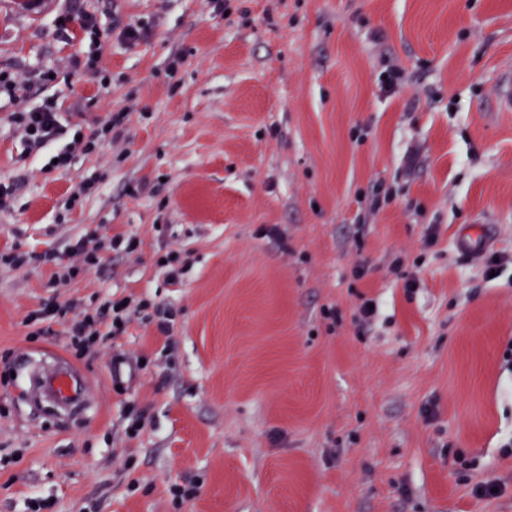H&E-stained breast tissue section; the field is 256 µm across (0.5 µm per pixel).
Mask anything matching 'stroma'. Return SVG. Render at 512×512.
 I'll return each mask as SVG.
<instances>
[{
  "mask_svg": "<svg viewBox=\"0 0 512 512\" xmlns=\"http://www.w3.org/2000/svg\"><path fill=\"white\" fill-rule=\"evenodd\" d=\"M44 10L0 0V72L58 73L0 99V184H20L0 252L62 254L95 234L137 250L64 288L52 263L0 269V512H512V112L493 100L512 0ZM89 54L97 75L70 71ZM384 56L410 77L393 95ZM49 98L70 133L25 157L7 117ZM123 110L120 146L46 170ZM88 177L96 191L67 208ZM376 189L388 198L370 216ZM477 224L508 258L492 279L457 246ZM51 298L144 299L170 330L138 317L79 357L27 321ZM59 361L87 383L85 408L37 399L29 375ZM490 481L503 495L476 497ZM191 483L193 500L174 498Z\"/></svg>",
  "mask_w": 512,
  "mask_h": 512,
  "instance_id": "obj_1",
  "label": "stroma"
}]
</instances>
